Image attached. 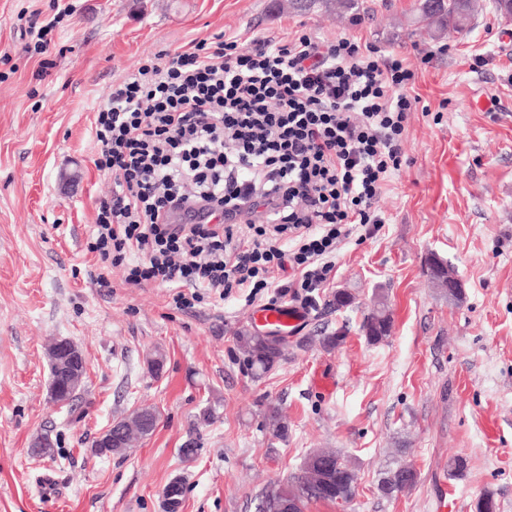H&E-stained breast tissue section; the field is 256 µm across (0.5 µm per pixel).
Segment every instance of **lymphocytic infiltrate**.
<instances>
[{"label":"lymphocytic infiltrate","mask_w":512,"mask_h":512,"mask_svg":"<svg viewBox=\"0 0 512 512\" xmlns=\"http://www.w3.org/2000/svg\"><path fill=\"white\" fill-rule=\"evenodd\" d=\"M415 72L355 37L215 36L113 80L98 111L97 168L112 176L94 248L125 284L203 292L279 287L303 304L339 246L382 224L374 204L403 163ZM192 224L176 230L171 214Z\"/></svg>","instance_id":"f902f5d3"}]
</instances>
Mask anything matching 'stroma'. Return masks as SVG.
Here are the masks:
<instances>
[{
  "label": "stroma",
  "instance_id": "35a3bbf8",
  "mask_svg": "<svg viewBox=\"0 0 512 512\" xmlns=\"http://www.w3.org/2000/svg\"><path fill=\"white\" fill-rule=\"evenodd\" d=\"M68 2L40 52L22 32L55 17L54 0H0V512H163L176 477L182 512H258L261 492L320 448L352 464L358 491L306 512H476L486 492L512 512V20L479 0L468 30L434 40L416 23L419 0H359L354 17L275 0ZM296 30L401 54L420 109L375 204L379 231L337 250L287 360L255 379L236 342L252 323L244 291L181 310L173 289L103 270L91 242L112 178L95 165L93 127L113 79L143 59L219 33ZM432 254L463 280L462 299L432 282ZM339 288L355 296L342 311L330 304ZM379 288L393 323L372 344L361 325ZM339 329L343 343L325 349ZM61 337L87 361L64 408L47 395V349ZM268 402L287 417L285 438L262 425ZM140 408L158 415L152 435L94 455L97 436ZM44 432L50 458L30 451ZM454 457L467 462L458 475ZM402 464L414 486L381 496L379 479Z\"/></svg>",
  "mask_w": 512,
  "mask_h": 512
}]
</instances>
